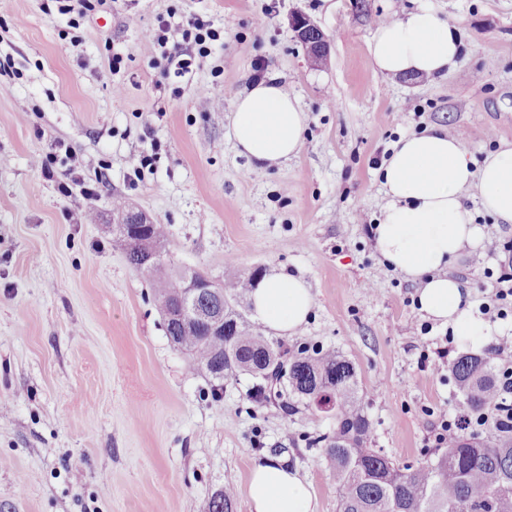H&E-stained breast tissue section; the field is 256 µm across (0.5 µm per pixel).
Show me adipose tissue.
<instances>
[{"instance_id": "adipose-tissue-1", "label": "adipose tissue", "mask_w": 512, "mask_h": 512, "mask_svg": "<svg viewBox=\"0 0 512 512\" xmlns=\"http://www.w3.org/2000/svg\"><path fill=\"white\" fill-rule=\"evenodd\" d=\"M457 32L456 21L430 8L404 13L377 27L369 48L373 66L387 75L444 76L459 53ZM305 121L295 96L261 82L237 99L232 135L244 154L271 163L300 151ZM380 177L388 202L371 232L387 264L417 284L421 312L450 326L463 345L478 348L501 334L500 324L473 309L469 291L448 269L485 239L464 207V190L476 187L484 211L512 223V144L502 143L478 164L447 131L405 136L393 145ZM251 300L257 318L281 336L297 333L314 304L306 283L289 274L262 280ZM247 497L251 512H312L310 484L276 459L254 463Z\"/></svg>"}]
</instances>
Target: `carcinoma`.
Listing matches in <instances>:
<instances>
[{"instance_id":"1","label":"carcinoma","mask_w":512,"mask_h":512,"mask_svg":"<svg viewBox=\"0 0 512 512\" xmlns=\"http://www.w3.org/2000/svg\"><path fill=\"white\" fill-rule=\"evenodd\" d=\"M148 238L163 251L166 226L149 225ZM112 241L124 247L134 270L156 288L162 308L176 301L185 278L202 276L195 270L176 272L164 257L141 262L120 232L112 233ZM256 281L257 275L232 266L215 291L201 298L202 306L224 312V335L206 336L192 324L167 319L166 335L220 389L225 380L245 374L255 380L248 390L253 403L285 397L290 414L330 405L336 432L312 437L309 445L323 447L339 493L338 512H512V407L499 399L505 378L492 358L462 355L448 372L469 413L498 409L495 431L485 438L458 435L436 459L400 467L371 447L373 424L361 406L351 360L334 348L307 345L290 356L280 341L249 320V292ZM234 495L229 481L213 494L208 512H232Z\"/></svg>"}]
</instances>
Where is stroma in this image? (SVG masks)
I'll use <instances>...</instances> for the list:
<instances>
[{
  "label": "stroma",
  "mask_w": 512,
  "mask_h": 512,
  "mask_svg": "<svg viewBox=\"0 0 512 512\" xmlns=\"http://www.w3.org/2000/svg\"><path fill=\"white\" fill-rule=\"evenodd\" d=\"M421 5L462 19L454 64L436 79L376 72L377 25ZM194 12L224 35L178 77L154 64L155 19L175 43ZM296 14L323 31L325 64L296 38ZM259 60L306 112L300 152L261 174L231 131ZM208 88L219 97L203 108ZM450 125L478 161L512 143V0H103L74 20L56 0H0V512H207L229 481L233 512H249L250 471L267 455L311 483L314 512H337L322 450L307 444L334 432L332 414L251 403L246 375L212 397L112 241L116 196L167 225L176 267L302 277L314 306L285 344L336 347L356 367L373 447L403 465L431 459L436 414L462 407L435 351L462 349L422 316L370 226L387 202L377 158ZM144 154L153 164L131 184ZM71 169L98 189L99 223H77L80 192L60 194ZM504 259L452 265L473 306Z\"/></svg>",
  "instance_id": "1"
}]
</instances>
